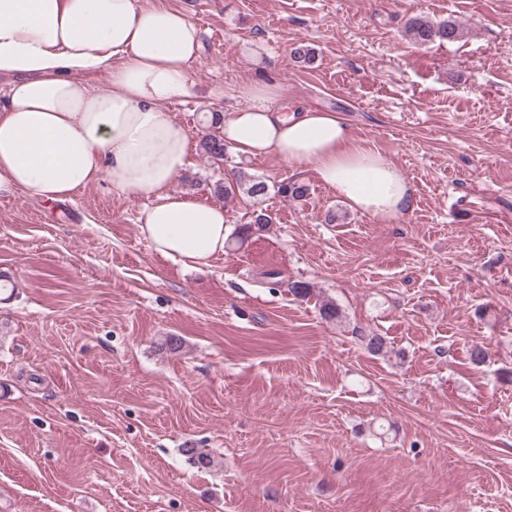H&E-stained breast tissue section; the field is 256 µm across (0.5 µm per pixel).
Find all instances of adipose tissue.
I'll return each mask as SVG.
<instances>
[{
  "mask_svg": "<svg viewBox=\"0 0 512 512\" xmlns=\"http://www.w3.org/2000/svg\"><path fill=\"white\" fill-rule=\"evenodd\" d=\"M200 33L182 11L138 0H0V76L17 77L0 106V193L50 202L99 181L148 199L139 231L188 266L223 256L222 207L170 189L189 164V139L166 107L189 94ZM104 70L106 91L76 73ZM221 134L237 153L314 171L356 212L394 221L412 202L405 176L360 146L337 112L277 106V84L245 83Z\"/></svg>",
  "mask_w": 512,
  "mask_h": 512,
  "instance_id": "adipose-tissue-1",
  "label": "adipose tissue"
}]
</instances>
